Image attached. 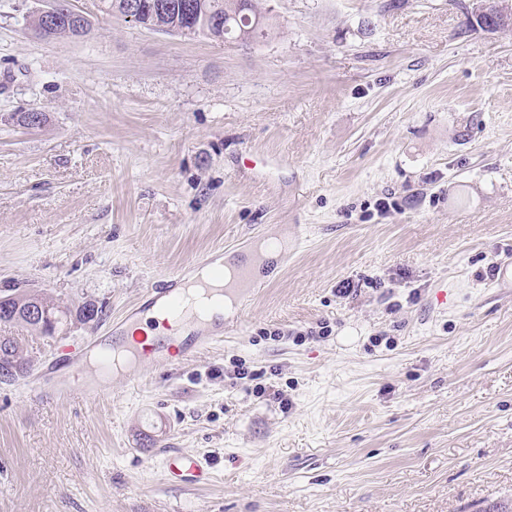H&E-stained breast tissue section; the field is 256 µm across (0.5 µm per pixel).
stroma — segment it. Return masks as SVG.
Wrapping results in <instances>:
<instances>
[{"instance_id": "35a3bbf8", "label": "stroma", "mask_w": 512, "mask_h": 512, "mask_svg": "<svg viewBox=\"0 0 512 512\" xmlns=\"http://www.w3.org/2000/svg\"><path fill=\"white\" fill-rule=\"evenodd\" d=\"M70 3L91 34L46 43L25 25L43 0H0V288L104 311L27 337L32 379L188 261L301 244L234 334L113 371L111 398L0 385V512L512 501V288L491 272L512 262V28L472 25L473 0H266L268 36L227 44ZM32 107L43 129L11 121ZM166 448L212 483H166Z\"/></svg>"}]
</instances>
